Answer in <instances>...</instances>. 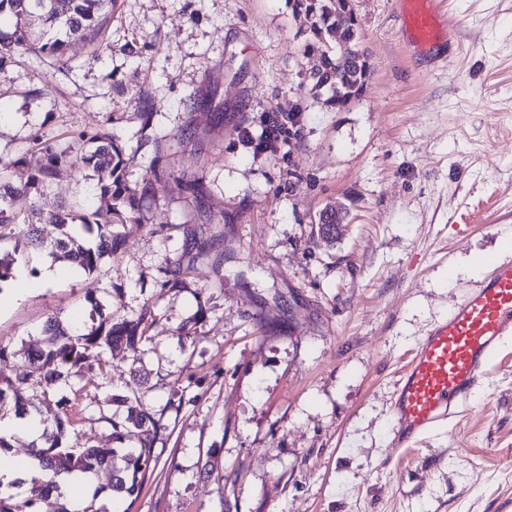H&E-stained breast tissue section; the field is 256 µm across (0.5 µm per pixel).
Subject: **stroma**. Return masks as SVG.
I'll return each instance as SVG.
<instances>
[{
	"instance_id": "stroma-1",
	"label": "stroma",
	"mask_w": 512,
	"mask_h": 512,
	"mask_svg": "<svg viewBox=\"0 0 512 512\" xmlns=\"http://www.w3.org/2000/svg\"><path fill=\"white\" fill-rule=\"evenodd\" d=\"M305 0H119L102 46L67 66L15 48L0 63V154L32 135L107 130L140 218L94 272L47 283L41 215L108 172L61 170L0 227V346L22 364L47 320L83 332L157 317L139 355L92 347L58 411L81 442L137 388L167 424L129 512H512V340L455 419L391 443L396 375L475 288L450 265L512 229V0H446L450 45L401 37L400 0H352L373 71L343 110L315 92ZM298 112L288 151L256 150L265 113ZM341 207L345 229L321 239ZM180 287H166L170 272Z\"/></svg>"
}]
</instances>
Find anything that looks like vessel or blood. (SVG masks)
Segmentation results:
<instances>
[{"label": "vessel or blood", "mask_w": 512, "mask_h": 512, "mask_svg": "<svg viewBox=\"0 0 512 512\" xmlns=\"http://www.w3.org/2000/svg\"><path fill=\"white\" fill-rule=\"evenodd\" d=\"M406 35L422 50L437 38L438 0H403ZM512 335V262L491 265L485 279L423 336L402 371L392 402V442L405 449L455 416Z\"/></svg>", "instance_id": "b4317fda"}]
</instances>
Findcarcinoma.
Wrapping results in <instances>:
<instances>
[{
	"label": "carcinoma",
	"mask_w": 512,
	"mask_h": 512,
	"mask_svg": "<svg viewBox=\"0 0 512 512\" xmlns=\"http://www.w3.org/2000/svg\"><path fill=\"white\" fill-rule=\"evenodd\" d=\"M118 0H0V12L8 9L15 18L13 45L24 46L30 41L29 20L37 15L44 29L35 39L39 52L63 60L73 40L96 43L104 35L115 12ZM306 11L312 22L311 43L307 50L319 53L324 69L316 74L314 88L328 86L329 102L342 110L359 98L370 76V63L360 46V32L352 0H309ZM122 150L106 132L82 131L62 146L44 143L38 137L30 139L28 146L14 157H0V177L14 169L28 172L27 180L18 187L8 186L0 194V226L18 223L17 217L6 206L5 195L37 196L57 172L66 166H83L94 170L107 169L111 181L95 188L104 205L92 211L63 209L47 214L43 223L55 224L61 237L51 244V254H62L91 272L100 259L112 253L115 242L112 226L134 219L138 214L136 193L122 179ZM79 224L87 232H97L96 248L84 246L72 232ZM143 320L121 321L101 332L83 333L67 328L56 321H48L44 333L48 345L27 356L25 364L5 374L0 370V406L12 397L15 411L24 408L18 389L31 378L39 379L46 396H52L78 375L84 353L92 346H111L123 342L134 353L138 352L144 330ZM128 404L126 415L105 417L112 428V441L122 442L124 430L133 425L141 429L142 437L134 448H98L68 443L65 432L72 421L46 407L45 422H52L55 430L42 434L33 448V457L43 471L54 474L79 472L94 475L106 468L112 470V492L133 496L139 491L147 473L155 467V444L166 430L161 420L137 404V399L124 397ZM62 493L53 483H47L44 502L47 508L32 500H20L12 494L0 492V512H104L94 494L77 503L62 502Z\"/></svg>",
	"instance_id": "carcinoma-1"
}]
</instances>
